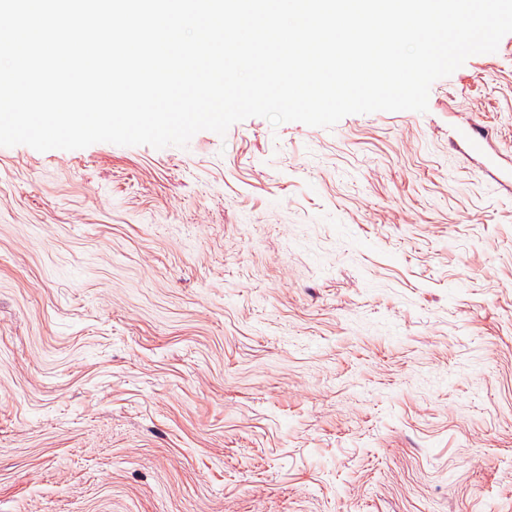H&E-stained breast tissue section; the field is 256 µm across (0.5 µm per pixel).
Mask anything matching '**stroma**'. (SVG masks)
Instances as JSON below:
<instances>
[{"mask_svg": "<svg viewBox=\"0 0 512 512\" xmlns=\"http://www.w3.org/2000/svg\"><path fill=\"white\" fill-rule=\"evenodd\" d=\"M0 512H512V34L424 113L0 147Z\"/></svg>", "mask_w": 512, "mask_h": 512, "instance_id": "obj_1", "label": "stroma"}]
</instances>
